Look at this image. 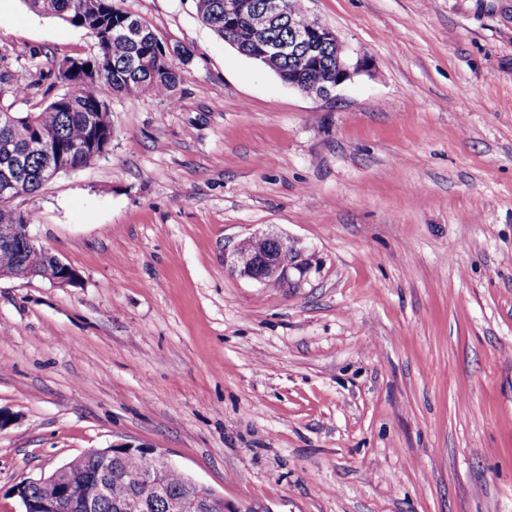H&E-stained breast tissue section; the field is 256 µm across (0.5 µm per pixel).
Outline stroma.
<instances>
[{
  "label": "stroma",
  "mask_w": 512,
  "mask_h": 512,
  "mask_svg": "<svg viewBox=\"0 0 512 512\" xmlns=\"http://www.w3.org/2000/svg\"><path fill=\"white\" fill-rule=\"evenodd\" d=\"M117 4L191 57L174 97L104 90L106 153L17 202L78 280L0 276V512L115 442L227 512H512V0H305L365 60L326 97L193 0ZM97 52L0 0L26 81ZM266 232L292 287L224 265Z\"/></svg>",
  "instance_id": "35a3bbf8"
}]
</instances>
